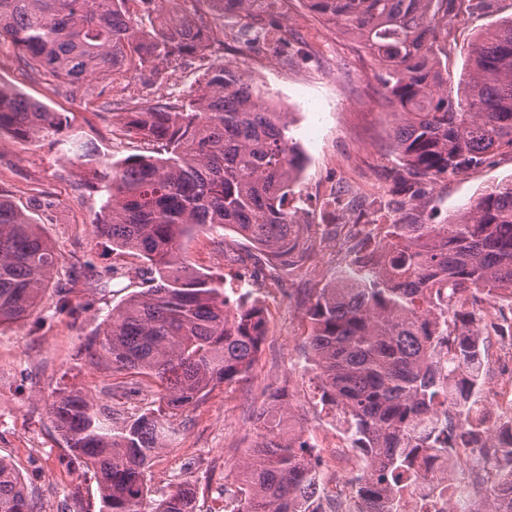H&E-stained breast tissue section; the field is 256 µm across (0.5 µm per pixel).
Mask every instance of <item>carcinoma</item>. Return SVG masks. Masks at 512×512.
Instances as JSON below:
<instances>
[{"mask_svg":"<svg viewBox=\"0 0 512 512\" xmlns=\"http://www.w3.org/2000/svg\"><path fill=\"white\" fill-rule=\"evenodd\" d=\"M136 12L156 15L149 33ZM159 0H0V38L25 63L71 84L147 71L205 55L229 15L260 29L279 0H196L192 13L162 11ZM349 36L378 66L377 94L393 109L399 158L387 203L399 221L383 238L356 241L347 269L316 291L306 311L308 358L321 401L344 419L353 448L369 462L355 512H400L419 446L453 443L474 403L484 326L480 304L512 291V180L500 183L445 224L421 220L422 186L458 176L496 155H512V17L479 33L457 84L448 79L455 25L497 0H302ZM129 135L156 143L155 155L129 157L100 183L107 198L95 232L142 260V288L112 307L99 349L112 369L158 385V406L120 429L78 390H60L50 418L70 462L97 477L100 512H196L180 483L153 498L145 472L165 447V419L202 401L218 384L244 377L261 351L267 311L251 291L228 295L224 275L189 263L185 243L202 229L231 231L267 263L303 267L308 225L289 208L303 152L278 112L224 64L175 106L145 99L123 113ZM60 113L0 85V136L27 141L57 135ZM59 264L40 227L0 193V325L34 309ZM448 337L454 396L448 439L432 432L413 443L414 421L442 395L432 353ZM258 420L263 441L249 449L240 485L224 512H321L312 445L289 421L286 394L271 396ZM500 485L512 490V436L491 445ZM0 512H34L13 464L0 457Z\"/></svg>","mask_w":512,"mask_h":512,"instance_id":"obj_1","label":"carcinoma"}]
</instances>
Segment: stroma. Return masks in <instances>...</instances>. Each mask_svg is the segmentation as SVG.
<instances>
[{
	"instance_id": "1",
	"label": "stroma",
	"mask_w": 512,
	"mask_h": 512,
	"mask_svg": "<svg viewBox=\"0 0 512 512\" xmlns=\"http://www.w3.org/2000/svg\"><path fill=\"white\" fill-rule=\"evenodd\" d=\"M511 15L512 0H498L494 13H475L455 29L448 52L451 79H458L475 36ZM282 23L289 31L282 57L272 56L261 44L244 46L236 35L247 19L229 17L224 37L206 55L166 64L164 82L151 86L138 73L127 75L138 84L140 96L179 104L198 94L211 64H230L277 111L291 113V134L306 157L295 198L311 226L312 247L301 270L267 268L252 285L268 317L253 370L215 387L198 405L173 418L172 440L147 471L158 495L177 483H192L200 512H222L219 492L234 485L247 451L260 441L257 411L279 389L288 394L295 429L317 449L322 486L334 487L335 431L319 402L318 381L307 368L306 310L316 290L334 281L350 260L345 224L370 202L387 197L390 174L398 167L392 146L394 116L376 93V65L301 0H291ZM0 84L65 117L64 136L88 141L95 164L153 151L150 142L131 137L119 142L112 134L122 125L123 113L135 106L122 83L88 79L73 88L49 71H34L14 45L0 41ZM511 179L512 157L498 155L461 175L427 184L423 217L431 224L446 223L484 190ZM0 190L39 224L60 257L41 304L30 315L0 325V456L19 470L37 512H68V492L75 487L82 492L85 512H100L92 473L59 461L64 449L48 406L55 389L74 388L108 412L116 427L153 407L156 390L147 378L113 371L107 360L92 359L89 348L107 312L138 290L141 261L114 250L110 241L94 233L104 197L87 183L82 159L67 154L65 145L50 138L0 137ZM255 254L250 243L223 230L200 231L187 244L190 263L224 275L230 288L238 286V273L252 267ZM88 260L109 283L97 290L75 287L70 299L82 312L73 317L57 309V290L74 267Z\"/></svg>"
}]
</instances>
